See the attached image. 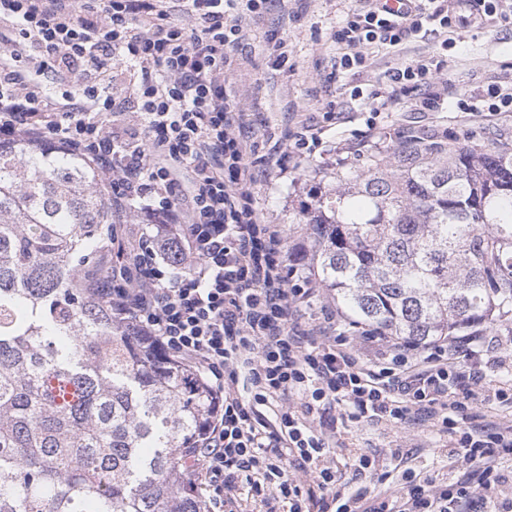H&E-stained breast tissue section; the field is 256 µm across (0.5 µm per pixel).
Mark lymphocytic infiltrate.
<instances>
[{"label": "lymphocytic infiltrate", "instance_id": "1", "mask_svg": "<svg viewBox=\"0 0 512 512\" xmlns=\"http://www.w3.org/2000/svg\"><path fill=\"white\" fill-rule=\"evenodd\" d=\"M269 0H0L35 55L0 57V140L53 143L98 170L111 190L112 241L124 258L96 282L112 314L207 382L221 410L195 459L207 512H512L493 501L512 461V425L478 420L490 401L512 408V373L496 337L477 329L423 351L362 330L348 334L323 305V323L301 328L315 281L294 278L282 258L283 232L254 203L259 171L282 165L257 155L242 135L247 114L224 74ZM512 26V0H359L334 38L344 74L366 68L369 46L395 47L437 26L449 34L488 18ZM133 80L138 124L120 122L109 95L112 68ZM95 70L81 100L44 89V71ZM441 59L389 69L378 89L352 88L373 113L403 104L433 110ZM156 226L151 244L128 219L136 203ZM179 253L171 265L165 247ZM377 347L373 359L355 346ZM271 409L275 421L265 420ZM349 420L393 428L427 425L448 438L450 457L478 478L436 483L407 474L396 494L350 489L328 459L339 433L332 409Z\"/></svg>", "mask_w": 512, "mask_h": 512}]
</instances>
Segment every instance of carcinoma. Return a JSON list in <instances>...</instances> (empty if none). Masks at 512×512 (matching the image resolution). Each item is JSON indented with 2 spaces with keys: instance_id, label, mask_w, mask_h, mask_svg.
<instances>
[{
  "instance_id": "1",
  "label": "carcinoma",
  "mask_w": 512,
  "mask_h": 512,
  "mask_svg": "<svg viewBox=\"0 0 512 512\" xmlns=\"http://www.w3.org/2000/svg\"><path fill=\"white\" fill-rule=\"evenodd\" d=\"M288 261L348 325L422 346L512 325V142L418 132L336 169ZM110 189L0 143V512H204L190 470L219 398L89 288Z\"/></svg>"
}]
</instances>
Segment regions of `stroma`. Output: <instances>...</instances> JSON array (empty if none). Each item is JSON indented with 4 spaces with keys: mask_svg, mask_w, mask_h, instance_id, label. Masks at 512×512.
Masks as SVG:
<instances>
[{
    "mask_svg": "<svg viewBox=\"0 0 512 512\" xmlns=\"http://www.w3.org/2000/svg\"><path fill=\"white\" fill-rule=\"evenodd\" d=\"M356 6L355 0H272L265 18L252 25L244 44L235 53L228 78L237 101L250 112V136L260 150L272 145L287 147L302 125L316 128L319 144L299 170L272 172L255 188L257 206L270 224L282 225L287 245L301 243L304 232L300 211L321 191L335 188L338 150L359 151L369 143V117L360 101L351 100L352 87L363 91L377 88L386 70L420 56H443L448 85L441 92L437 111L412 112L401 108L377 117L382 140L408 127L434 130L449 142L461 143L498 135L512 139V116H477L458 109L461 99L496 81L512 84V29L489 22L486 28L459 29L453 49L441 50L437 39L415 38L395 49H376L369 67L354 74L334 76L333 62L338 46L333 37L337 27ZM279 35L288 44V61L275 65L268 38ZM336 118H326V111ZM342 444L332 458L343 477L356 450L363 449L386 460L393 477L409 471L419 477L441 479L463 477V470H450L444 437L435 430L397 429L384 425L346 423ZM399 458H391L392 448Z\"/></svg>",
    "mask_w": 512,
    "mask_h": 512,
    "instance_id": "stroma-1",
    "label": "stroma"
}]
</instances>
